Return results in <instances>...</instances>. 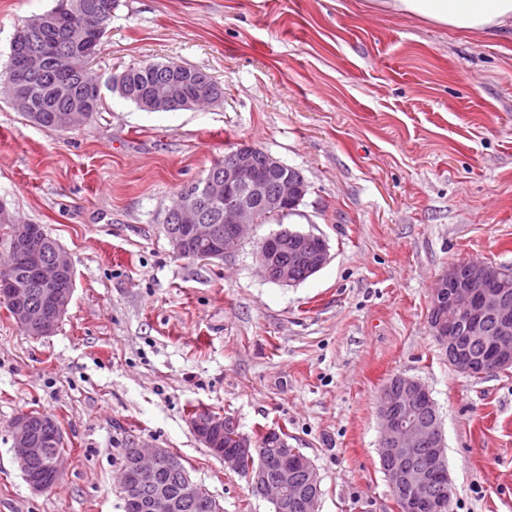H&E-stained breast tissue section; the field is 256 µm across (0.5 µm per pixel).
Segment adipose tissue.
Instances as JSON below:
<instances>
[{
	"mask_svg": "<svg viewBox=\"0 0 512 512\" xmlns=\"http://www.w3.org/2000/svg\"><path fill=\"white\" fill-rule=\"evenodd\" d=\"M367 7L491 37L512 27V0H368Z\"/></svg>",
	"mask_w": 512,
	"mask_h": 512,
	"instance_id": "1",
	"label": "adipose tissue"
}]
</instances>
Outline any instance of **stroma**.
<instances>
[{
  "label": "stroma",
  "mask_w": 512,
  "mask_h": 512,
  "mask_svg": "<svg viewBox=\"0 0 512 512\" xmlns=\"http://www.w3.org/2000/svg\"><path fill=\"white\" fill-rule=\"evenodd\" d=\"M366 0H117L91 63L102 102L67 132L0 100V203L69 253L53 334L0 306V512H124L126 449L165 448L223 512H274L196 438L193 411L250 438L281 431L317 469L319 512H399L380 466L379 394L403 375L439 410L452 512H512V369L473 378L430 334L449 264L512 269V31L461 34ZM55 0H0V67L16 28ZM145 61L206 72L224 97L146 112L111 89ZM251 145L310 185L294 214L232 254L177 256L163 219L183 185ZM286 225L329 260L264 278L258 242ZM57 420L68 464L33 491L10 424Z\"/></svg>",
  "instance_id": "stroma-1"
}]
</instances>
